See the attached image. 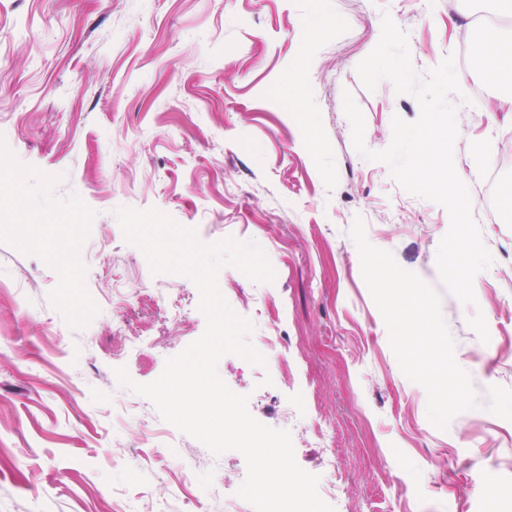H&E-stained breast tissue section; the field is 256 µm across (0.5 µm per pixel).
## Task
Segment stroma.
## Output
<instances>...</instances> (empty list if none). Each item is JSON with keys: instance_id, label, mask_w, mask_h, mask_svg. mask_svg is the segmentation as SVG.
Returning a JSON list of instances; mask_svg holds the SVG:
<instances>
[{"instance_id": "obj_1", "label": "stroma", "mask_w": 512, "mask_h": 512, "mask_svg": "<svg viewBox=\"0 0 512 512\" xmlns=\"http://www.w3.org/2000/svg\"><path fill=\"white\" fill-rule=\"evenodd\" d=\"M421 73L459 58L455 169L492 265L475 305L442 312L479 395L512 389V68L497 80L461 57L512 16L465 0H0V512H253L228 500L242 453L213 454L164 421L114 370L156 380L205 331L188 278L152 274L114 215L158 209L205 244L256 241L275 271L218 276L254 336L285 358L224 356L218 373L260 423L290 432L297 464L335 482L334 512H512V421L486 410L447 430L401 371L349 230L440 287L441 205L360 155L387 148L417 100L357 66L383 14ZM470 102H463V95ZM139 296L112 301V287ZM482 311L488 342L467 320ZM316 418L329 446L303 432Z\"/></svg>"}]
</instances>
